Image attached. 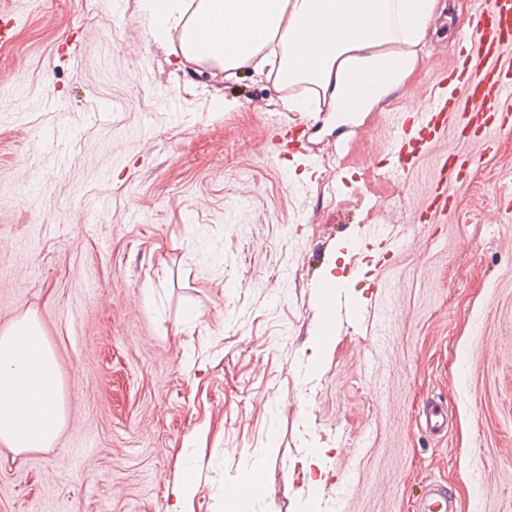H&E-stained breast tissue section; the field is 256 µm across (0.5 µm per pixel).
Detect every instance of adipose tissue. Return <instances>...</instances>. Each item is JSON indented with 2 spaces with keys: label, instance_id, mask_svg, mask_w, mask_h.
I'll return each mask as SVG.
<instances>
[{
  "label": "adipose tissue",
  "instance_id": "adipose-tissue-1",
  "mask_svg": "<svg viewBox=\"0 0 512 512\" xmlns=\"http://www.w3.org/2000/svg\"><path fill=\"white\" fill-rule=\"evenodd\" d=\"M152 42L185 60L273 76L288 111L319 100L346 117L368 111L424 46L437 0H136ZM66 421L63 381L35 318L0 332V444L51 447Z\"/></svg>",
  "mask_w": 512,
  "mask_h": 512
}]
</instances>
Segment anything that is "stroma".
Wrapping results in <instances>:
<instances>
[{"mask_svg": "<svg viewBox=\"0 0 512 512\" xmlns=\"http://www.w3.org/2000/svg\"><path fill=\"white\" fill-rule=\"evenodd\" d=\"M470 5L439 0L354 122L377 169H340L338 195L268 145L293 131L320 159L333 113L304 123L266 75L180 62L136 0H0V332L36 317L67 405L52 447L0 445V512H224L256 471L252 512H417L432 482L455 512H512V131L462 142L478 162L426 221L451 134L385 174ZM377 224L394 243L364 249ZM333 279L360 322L324 339ZM424 430L430 435H440L448 428V407L434 403L425 411Z\"/></svg>", "mask_w": 512, "mask_h": 512, "instance_id": "stroma-1", "label": "stroma"}]
</instances>
